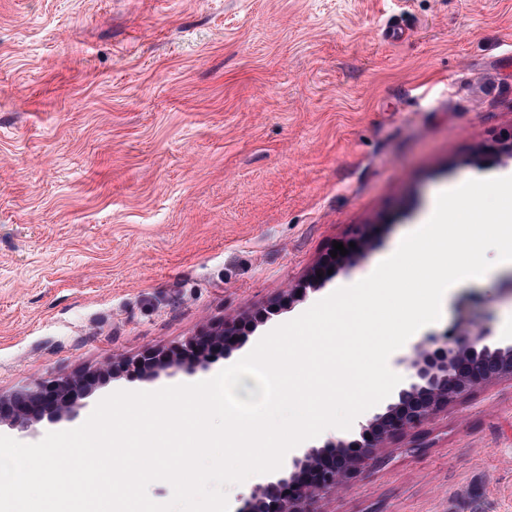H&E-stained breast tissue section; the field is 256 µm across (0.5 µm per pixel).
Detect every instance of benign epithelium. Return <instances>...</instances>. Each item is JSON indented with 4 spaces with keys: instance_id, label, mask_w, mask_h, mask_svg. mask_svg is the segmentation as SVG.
<instances>
[{
    "instance_id": "benign-epithelium-1",
    "label": "benign epithelium",
    "mask_w": 512,
    "mask_h": 512,
    "mask_svg": "<svg viewBox=\"0 0 512 512\" xmlns=\"http://www.w3.org/2000/svg\"><path fill=\"white\" fill-rule=\"evenodd\" d=\"M234 334L220 330L189 338L176 352L125 360L110 369L87 372L79 377L58 376L10 395L0 394V425L27 428L43 419L51 422L73 418L81 399L117 370L151 376L168 368L193 370L206 364L210 352L232 344ZM408 374L397 391V401L385 412L360 425L361 439L330 441L311 446L291 460V471L277 470L274 480L256 486L241 512H262L266 503L279 504L278 512H313L322 493L345 491L370 459L371 449L385 440L418 431L424 423L474 389L503 377L512 378V346L496 347L485 330L439 343L427 339L402 359Z\"/></svg>"
}]
</instances>
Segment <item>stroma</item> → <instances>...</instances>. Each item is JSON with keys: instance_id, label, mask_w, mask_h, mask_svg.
Segmentation results:
<instances>
[{"instance_id": "1", "label": "stroma", "mask_w": 512, "mask_h": 512, "mask_svg": "<svg viewBox=\"0 0 512 512\" xmlns=\"http://www.w3.org/2000/svg\"><path fill=\"white\" fill-rule=\"evenodd\" d=\"M509 53L512 0H0V393L235 327L83 421L366 278L443 187L512 174ZM478 328L512 342V269L397 354ZM423 431L318 512H512V379Z\"/></svg>"}]
</instances>
